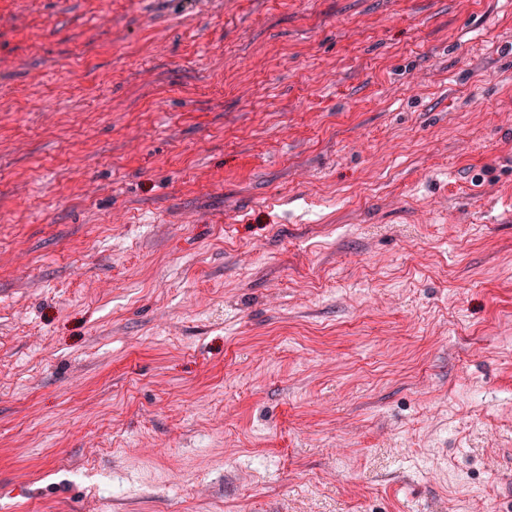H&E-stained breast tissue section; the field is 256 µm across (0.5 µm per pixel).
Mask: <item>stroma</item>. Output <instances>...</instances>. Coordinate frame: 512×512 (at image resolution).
I'll return each mask as SVG.
<instances>
[{
	"instance_id": "1",
	"label": "stroma",
	"mask_w": 512,
	"mask_h": 512,
	"mask_svg": "<svg viewBox=\"0 0 512 512\" xmlns=\"http://www.w3.org/2000/svg\"><path fill=\"white\" fill-rule=\"evenodd\" d=\"M1 505L512 512V0H0Z\"/></svg>"
}]
</instances>
